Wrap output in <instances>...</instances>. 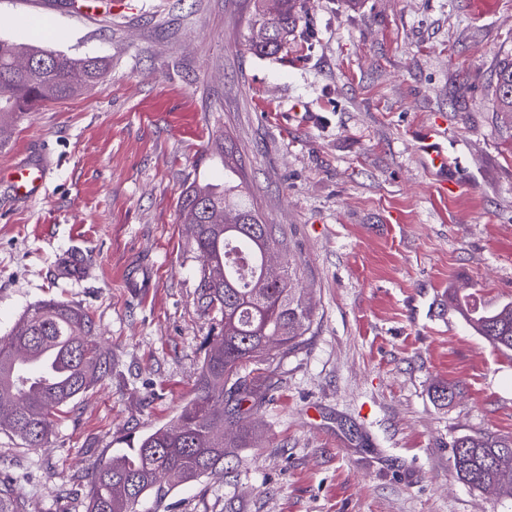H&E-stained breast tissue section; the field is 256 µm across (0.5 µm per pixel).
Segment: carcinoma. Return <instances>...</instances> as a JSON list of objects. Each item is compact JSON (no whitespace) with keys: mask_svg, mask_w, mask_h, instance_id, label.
<instances>
[{"mask_svg":"<svg viewBox=\"0 0 512 512\" xmlns=\"http://www.w3.org/2000/svg\"><path fill=\"white\" fill-rule=\"evenodd\" d=\"M300 21L297 0H281L276 13L257 6L249 49L277 53ZM108 67L104 57L70 58L0 38V145L22 114L99 82ZM496 77L500 112L512 121V59ZM222 152L224 186L194 185L180 202L200 261L199 307L217 329L207 341L197 394L172 424L94 471L87 512H136L147 497L161 503L173 487L224 471L227 449L252 439L243 421L263 405L258 385L272 388L275 369L307 344L313 311L299 267L269 263L270 254L288 251L287 243L262 220L241 169ZM462 311L491 347L512 352V301ZM111 368L112 350L99 343L84 310L52 299L31 306L0 339V431L26 448L42 447L56 418ZM453 466L470 487L512 496L511 436L457 438ZM0 512H26L25 501L1 481Z\"/></svg>","mask_w":512,"mask_h":512,"instance_id":"cac0c4a2","label":"carcinoma"}]
</instances>
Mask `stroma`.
<instances>
[{"instance_id": "obj_1", "label": "stroma", "mask_w": 512, "mask_h": 512, "mask_svg": "<svg viewBox=\"0 0 512 512\" xmlns=\"http://www.w3.org/2000/svg\"><path fill=\"white\" fill-rule=\"evenodd\" d=\"M299 6L287 44L263 55L244 41L254 0H0V37L109 62L0 148V168L51 165L25 204L0 180V338L57 299L112 351L43 447L0 433V479L27 512H86L94 467L194 398L212 323L179 199L223 183L218 139L285 233L316 314L250 418L252 447L157 512H512L452 458L459 436H512V353L452 299L512 301V124L496 84L512 0ZM431 127L461 165L455 192L417 152ZM71 252L84 269L66 279Z\"/></svg>"}]
</instances>
